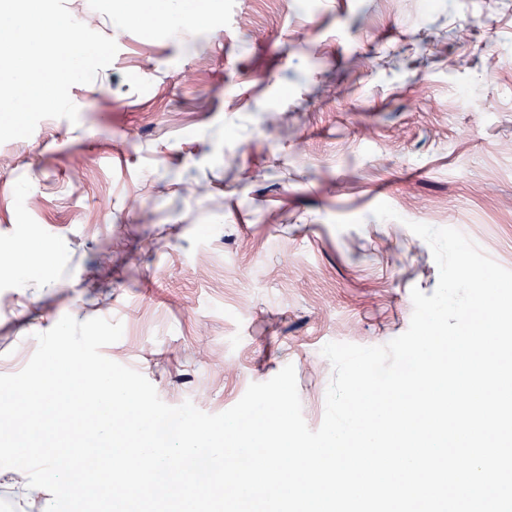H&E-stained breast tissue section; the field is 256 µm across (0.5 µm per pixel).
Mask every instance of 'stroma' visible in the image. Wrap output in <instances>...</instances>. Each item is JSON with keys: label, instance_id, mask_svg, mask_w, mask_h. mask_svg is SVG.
Segmentation results:
<instances>
[{"label": "stroma", "instance_id": "obj_1", "mask_svg": "<svg viewBox=\"0 0 512 512\" xmlns=\"http://www.w3.org/2000/svg\"><path fill=\"white\" fill-rule=\"evenodd\" d=\"M141 2L66 0L118 52L71 87L78 123L0 144V243L50 269L0 270V374L64 315L104 317L103 355L165 403L220 413L290 363L319 428L322 347L387 343L437 286L408 222L512 269V0H207L179 30L130 21ZM51 499L0 477V512Z\"/></svg>", "mask_w": 512, "mask_h": 512}]
</instances>
